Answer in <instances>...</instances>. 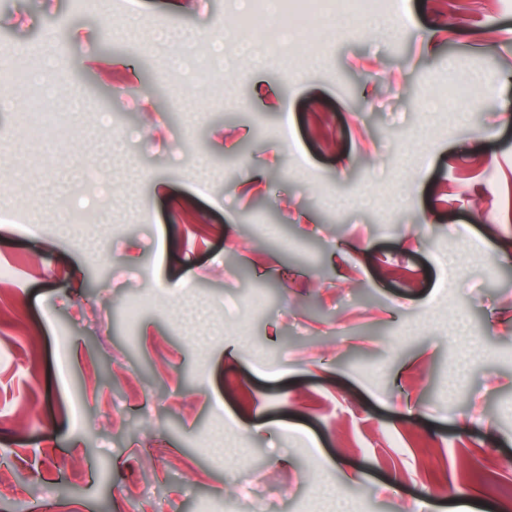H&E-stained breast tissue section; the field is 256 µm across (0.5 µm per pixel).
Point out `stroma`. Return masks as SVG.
<instances>
[{
	"mask_svg": "<svg viewBox=\"0 0 512 512\" xmlns=\"http://www.w3.org/2000/svg\"><path fill=\"white\" fill-rule=\"evenodd\" d=\"M114 2L0 0V512H512V0L205 85L151 32L245 9ZM73 81L54 157L27 105Z\"/></svg>",
	"mask_w": 512,
	"mask_h": 512,
	"instance_id": "stroma-1",
	"label": "stroma"
}]
</instances>
